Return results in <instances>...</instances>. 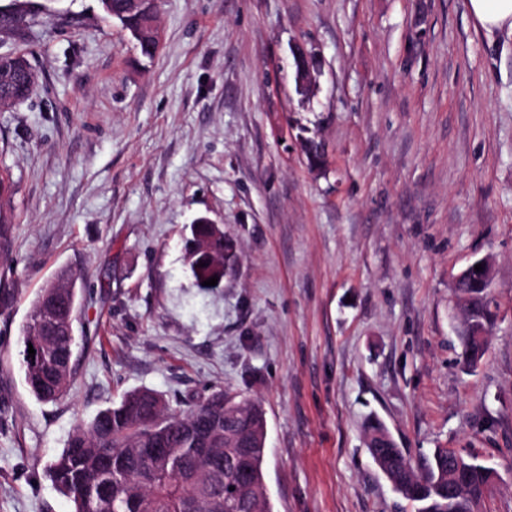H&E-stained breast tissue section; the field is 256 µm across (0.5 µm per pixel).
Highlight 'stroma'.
I'll return each mask as SVG.
<instances>
[{
	"mask_svg": "<svg viewBox=\"0 0 512 512\" xmlns=\"http://www.w3.org/2000/svg\"><path fill=\"white\" fill-rule=\"evenodd\" d=\"M155 5L148 59L100 0H0V55L36 75L0 107V512H72L49 462L137 389L174 411L260 402L273 512H416L368 452L372 415L414 462L478 456L498 474L482 512H512V37L467 0ZM298 47L318 62L305 97ZM203 216L235 248L213 289L184 268ZM486 255L497 316L471 368L453 282ZM64 271L84 283L78 366L45 403L21 329Z\"/></svg>",
	"mask_w": 512,
	"mask_h": 512,
	"instance_id": "35a3bbf8",
	"label": "stroma"
}]
</instances>
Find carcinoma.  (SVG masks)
<instances>
[{"label":"carcinoma","mask_w":512,"mask_h":512,"mask_svg":"<svg viewBox=\"0 0 512 512\" xmlns=\"http://www.w3.org/2000/svg\"><path fill=\"white\" fill-rule=\"evenodd\" d=\"M104 12L130 32L141 54H155L150 42L136 35L140 17L124 14L123 0H101ZM34 71L25 55H0V105L29 98ZM233 244L220 224H195L185 265L197 286L216 276L224 280L226 258ZM69 288L47 283L37 295L22 327V367L29 391L43 402L62 399L73 381L75 363H62L74 346L68 327L48 336L37 329L50 307L66 310L77 303V279L66 274ZM472 320L490 331L493 299L484 288L465 283ZM463 355L474 367L482 358L486 338L471 327L461 329ZM40 343L29 357L28 342ZM266 423L261 404L238 401L224 391L213 392L186 413L167 408L163 397L149 389L128 393L117 405L100 410L69 434L59 455L48 465L56 488L73 503V512H272L263 494ZM384 426L367 422V449L393 490L419 504L418 512H481L488 481L485 467L474 455L437 448L418 474L408 449L375 435ZM109 458V465L103 459ZM463 475L460 492L448 497V468Z\"/></svg>","instance_id":"cac0c4a2"}]
</instances>
